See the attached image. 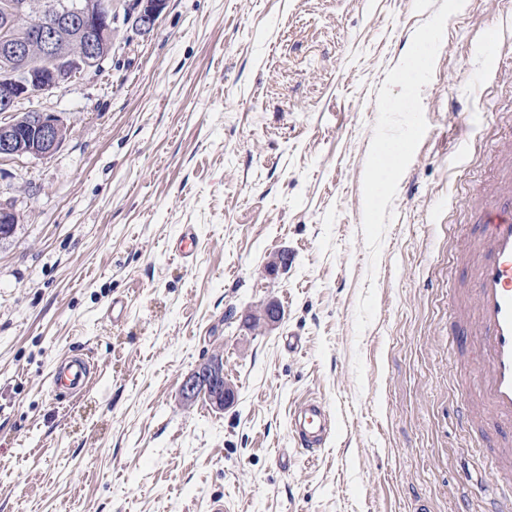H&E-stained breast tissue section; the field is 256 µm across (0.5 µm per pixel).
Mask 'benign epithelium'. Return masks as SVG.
<instances>
[{
  "instance_id": "obj_1",
  "label": "benign epithelium",
  "mask_w": 512,
  "mask_h": 512,
  "mask_svg": "<svg viewBox=\"0 0 512 512\" xmlns=\"http://www.w3.org/2000/svg\"><path fill=\"white\" fill-rule=\"evenodd\" d=\"M168 0H128L124 15L112 10L109 0H26L17 13L0 17V51L24 61L34 59L15 79L0 82V161L34 158L45 160L61 148L70 127L55 113L31 106L38 89L59 87L103 68L112 55L111 35L119 24L133 22L150 30ZM30 107L21 109L24 103ZM18 214L11 201H0V237L13 233ZM263 320L275 329L282 310L275 302L263 307ZM181 394L189 400L206 395L222 411L235 399L224 381L223 359L214 356L183 381Z\"/></svg>"
}]
</instances>
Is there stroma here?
<instances>
[{
	"instance_id": "35a3bbf8",
	"label": "stroma",
	"mask_w": 512,
	"mask_h": 512,
	"mask_svg": "<svg viewBox=\"0 0 512 512\" xmlns=\"http://www.w3.org/2000/svg\"><path fill=\"white\" fill-rule=\"evenodd\" d=\"M442 3L168 0L102 71L36 99L70 133L50 159L0 163L19 215L0 239V512H456L464 494L483 512L453 417L466 359L448 354L473 300L449 272L512 138V53L489 44L512 0L448 20L373 274L361 228L377 93ZM187 224L189 262L168 250ZM271 300L281 324L247 328ZM74 354L98 371L52 399ZM215 354L234 404L184 403ZM309 399L335 418L312 456L289 428Z\"/></svg>"
}]
</instances>
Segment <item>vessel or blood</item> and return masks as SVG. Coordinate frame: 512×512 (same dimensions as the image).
Segmentation results:
<instances>
[{
	"label": "vessel or blood",
	"mask_w": 512,
	"mask_h": 512,
	"mask_svg": "<svg viewBox=\"0 0 512 512\" xmlns=\"http://www.w3.org/2000/svg\"><path fill=\"white\" fill-rule=\"evenodd\" d=\"M502 175L484 190L481 220L474 226L472 264L464 270L473 293L474 318L452 327L465 350L474 394L460 411L468 423L494 428L484 469L493 483L512 471V150L502 156ZM49 393L79 392L89 384V365L74 357L49 373ZM330 411L309 400L294 409L290 428L298 447L315 453L328 437Z\"/></svg>",
	"instance_id": "1"
}]
</instances>
